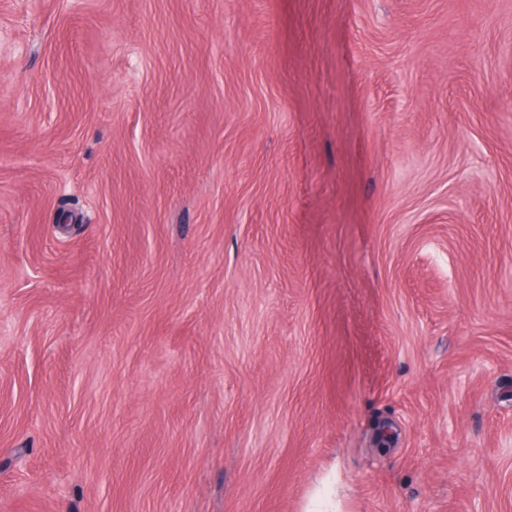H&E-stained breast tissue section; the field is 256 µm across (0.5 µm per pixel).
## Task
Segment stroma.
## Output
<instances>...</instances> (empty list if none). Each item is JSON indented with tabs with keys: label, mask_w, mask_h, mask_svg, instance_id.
Returning <instances> with one entry per match:
<instances>
[{
	"label": "stroma",
	"mask_w": 512,
	"mask_h": 512,
	"mask_svg": "<svg viewBox=\"0 0 512 512\" xmlns=\"http://www.w3.org/2000/svg\"><path fill=\"white\" fill-rule=\"evenodd\" d=\"M0 512H512V0H0Z\"/></svg>",
	"instance_id": "35a3bbf8"
}]
</instances>
